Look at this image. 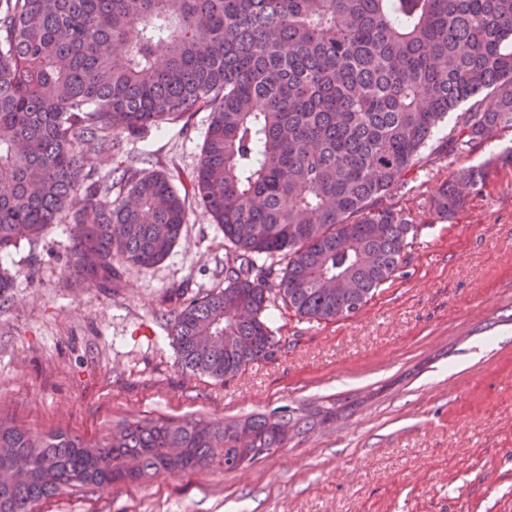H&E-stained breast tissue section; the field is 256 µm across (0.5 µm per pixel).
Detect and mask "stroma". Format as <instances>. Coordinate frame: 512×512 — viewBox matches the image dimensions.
Listing matches in <instances>:
<instances>
[{"mask_svg":"<svg viewBox=\"0 0 512 512\" xmlns=\"http://www.w3.org/2000/svg\"><path fill=\"white\" fill-rule=\"evenodd\" d=\"M210 116L122 138L98 173L145 158L172 180L197 166ZM512 130L445 158L424 154L397 206L423 219L398 270L357 314L310 321L271 309L281 347L221 381L182 369L168 335L176 295L224 285V235L192 208L172 253L128 267L118 288L68 279L70 227L54 225L0 265V415L36 432L105 436L133 417L236 420L279 406L336 404L335 421L227 473L159 475L62 494L42 512H512ZM487 164L453 219L430 198Z\"/></svg>","mask_w":512,"mask_h":512,"instance_id":"obj_1","label":"stroma"}]
</instances>
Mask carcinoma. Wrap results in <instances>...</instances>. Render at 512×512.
Masks as SVG:
<instances>
[{"mask_svg": "<svg viewBox=\"0 0 512 512\" xmlns=\"http://www.w3.org/2000/svg\"><path fill=\"white\" fill-rule=\"evenodd\" d=\"M211 120L176 187L140 158L102 176L122 136ZM452 155L512 129V0H0V256L71 225L66 270L112 288L151 268L188 211L224 233V287L181 302L178 363L224 380L267 360L281 301L348 318L397 270L421 221L388 202L450 114ZM486 166L431 199L453 218ZM308 418H133L98 441L0 416V512L64 492L198 468L226 472L284 447Z\"/></svg>", "mask_w": 512, "mask_h": 512, "instance_id": "1", "label": "carcinoma"}]
</instances>
